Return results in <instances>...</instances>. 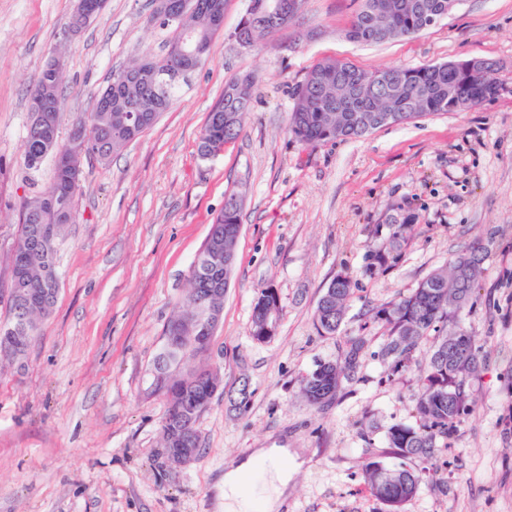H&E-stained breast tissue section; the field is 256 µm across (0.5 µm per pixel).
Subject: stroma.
I'll return each instance as SVG.
<instances>
[{
  "mask_svg": "<svg viewBox=\"0 0 512 512\" xmlns=\"http://www.w3.org/2000/svg\"><path fill=\"white\" fill-rule=\"evenodd\" d=\"M151 0H108L78 37L64 27L74 0H0V322L8 316L10 253L24 181L27 93L53 52L64 58L59 137L86 119L113 69L162 53ZM249 0H224L208 59L171 107L111 161L85 158L76 221L57 251L60 288L23 359L0 360V512H224V471L258 448H284L291 472L282 512H389L365 466L396 464L389 426L414 421L422 341L394 375L379 352L381 304L408 295L457 253L483 247L482 274L459 319L484 362L472 401L445 449L408 467L427 475L403 512H512V0H462L417 35L349 40L358 0H304L297 17L257 47L233 33ZM480 58L501 92L461 112L429 115L352 140L307 146L288 133L294 91L317 63L363 70ZM256 78L240 137L201 159L199 137L229 77ZM242 199L237 264L209 350L178 368L219 369L224 392L196 428L200 460L159 466L167 401L153 385L165 328L190 267L229 195ZM414 231L387 270L374 248L395 220ZM354 292L336 336L319 335L316 304L337 275ZM277 290L274 337L252 341L258 289ZM365 345L335 400L310 405L303 377L333 361L346 337ZM250 383L248 401L238 395Z\"/></svg>",
  "mask_w": 512,
  "mask_h": 512,
  "instance_id": "obj_1",
  "label": "stroma"
}]
</instances>
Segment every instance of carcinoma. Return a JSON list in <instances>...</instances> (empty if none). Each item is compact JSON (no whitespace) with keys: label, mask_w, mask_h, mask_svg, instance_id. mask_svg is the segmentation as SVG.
<instances>
[{"label":"carcinoma","mask_w":512,"mask_h":512,"mask_svg":"<svg viewBox=\"0 0 512 512\" xmlns=\"http://www.w3.org/2000/svg\"><path fill=\"white\" fill-rule=\"evenodd\" d=\"M393 2L395 8L381 12L378 5ZM180 13L171 18L151 14L149 23L174 33L181 30L189 43L201 42L209 52L213 36L221 30L222 2L224 0H179ZM282 0H250L247 12L252 15L250 27L235 29L233 37L247 40L250 46L271 33L268 23L278 16ZM448 8V0H361L347 37L353 42L371 44L384 41L381 29L389 30L392 38L411 36L423 30L413 26L419 12L434 13ZM188 59L175 53L166 44L158 57H146L112 71V100L102 90L96 99L88 121L80 123L88 135L86 155L107 162L112 155L150 129L172 104L181 83L163 82L156 73L163 69L190 68ZM393 76L401 84L405 97L401 103L400 123L419 119L438 112H460L457 101L448 98V85L455 84L467 97L469 106L485 101L491 78L467 80L448 70V66L431 64L419 67H388L365 71L336 60L317 64L298 86L289 133L302 145H318L361 138L376 127H366L357 115L370 110L377 100L386 96L390 84L383 81ZM255 78L249 74L237 75L224 85V97L209 113L200 135L198 155L211 158L209 147L215 142L231 143L243 131L251 110ZM369 83L362 100L353 112L336 111V98L328 91H346L360 83ZM34 89L53 94L57 111H62L61 76L42 70ZM59 121H40L29 113L26 127L24 169L29 174L39 170L45 158L58 150L62 141L58 136ZM80 182H74L65 169L55 168L53 181L43 190H34L19 204L20 225L11 256L13 277L10 283L9 322L23 326L17 357L25 355L28 341L38 329V320L46 318L54 305L59 287L56 268V242L65 227L75 220V199ZM413 216H406L394 224L388 246L374 253L377 263L397 259L395 252L401 240L414 230ZM241 223V206L236 196L224 199V208L216 216L217 243L237 251L238 240L224 239V225ZM483 250L473 247L457 254L448 268L427 275L410 294L378 307L373 319L389 326L390 334L381 349L382 360L389 362L390 371L398 374L409 367L419 344L434 336L432 353L417 381L415 399L416 425L397 423L386 431L388 447L400 459L427 458L439 442L453 434L457 424L470 410L466 383L481 367L482 358L473 336L461 335L464 327L458 321L459 313L469 304L478 283ZM224 270L195 277L193 288L206 307L219 312L223 308L224 292L219 283ZM353 294L352 281L338 275L326 288L313 313V324L323 336H334L345 318L346 304ZM280 311L279 295L274 288L259 290L254 300L250 337L257 343L271 340L259 332V323L269 310ZM364 339L355 336L346 341L337 362H320L302 380V393L307 402L321 406L335 398L342 376L355 372L359 364ZM171 368L164 382H155V391L165 395L167 409L163 418V445L157 449L162 463H178L176 449L183 440L189 447L199 448L198 434H189L203 412V401L216 396L221 384L217 372L209 366L199 367L186 375L175 373L185 353L160 352ZM396 469L402 479L387 484L381 481L379 462L365 466L367 483L372 494L385 502L389 512H402V506L416 493L426 470H414L400 463Z\"/></svg>","instance_id":"obj_1"}]
</instances>
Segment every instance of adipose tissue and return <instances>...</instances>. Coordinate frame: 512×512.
Masks as SVG:
<instances>
[{"mask_svg": "<svg viewBox=\"0 0 512 512\" xmlns=\"http://www.w3.org/2000/svg\"><path fill=\"white\" fill-rule=\"evenodd\" d=\"M284 448L257 449L224 474V512H279L290 476Z\"/></svg>", "mask_w": 512, "mask_h": 512, "instance_id": "1", "label": "adipose tissue"}]
</instances>
